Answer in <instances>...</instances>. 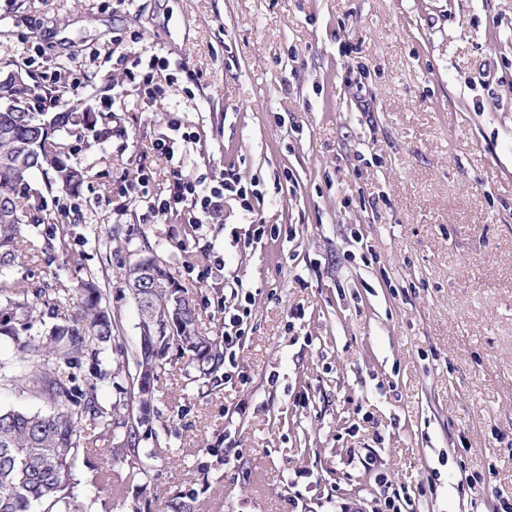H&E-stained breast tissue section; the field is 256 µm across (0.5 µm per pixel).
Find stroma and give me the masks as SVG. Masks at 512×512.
I'll list each match as a JSON object with an SVG mask.
<instances>
[{
	"label": "stroma",
	"mask_w": 512,
	"mask_h": 512,
	"mask_svg": "<svg viewBox=\"0 0 512 512\" xmlns=\"http://www.w3.org/2000/svg\"><path fill=\"white\" fill-rule=\"evenodd\" d=\"M133 30L130 58L184 66L150 105L116 78L112 42ZM57 68L119 130L74 147L78 194L33 179L39 256L11 272L91 270L119 319L125 377L89 351L73 370L115 415L85 430L73 512H377L380 472L432 483L420 512L512 503V0H0V71L37 88ZM172 111L197 134L184 173L256 181L252 213L229 201L198 230L117 193L140 169L162 188L151 144ZM256 224L280 234L249 244ZM147 247L204 334L223 337L234 289L254 303L219 387L176 353L159 370L141 482L111 448L139 341L126 272Z\"/></svg>",
	"instance_id": "1"
}]
</instances>
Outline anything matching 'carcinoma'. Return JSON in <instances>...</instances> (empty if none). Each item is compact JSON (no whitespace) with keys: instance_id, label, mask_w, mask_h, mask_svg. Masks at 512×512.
<instances>
[{"instance_id":"cac0c4a2","label":"carcinoma","mask_w":512,"mask_h":512,"mask_svg":"<svg viewBox=\"0 0 512 512\" xmlns=\"http://www.w3.org/2000/svg\"><path fill=\"white\" fill-rule=\"evenodd\" d=\"M33 90L26 81L0 88V101L10 98L22 112L0 107V336L15 345L9 365L12 378L47 407L30 412L0 408V512H71L66 489L81 451L89 442L83 424L107 425L97 402L96 384L82 390L69 369L89 348L96 351L112 341L117 328L97 276L88 271L73 288L53 277V284L30 288L5 271L31 262L36 255L21 247V226L42 211L40 192L30 179L39 172L48 185L77 192L85 172L69 163L61 134L84 138L91 130L100 139L112 137V115L86 111L77 99L47 115L31 104ZM137 305L139 336L146 349L137 365L157 371L172 352L187 354L207 377L224 363L221 343L202 334L199 314L170 264L146 252L130 267L127 281ZM77 297L75 316L65 323L55 318L60 295ZM45 325L35 330V323ZM141 425L126 426L114 435L112 461L127 463L130 477L145 478L138 466Z\"/></svg>"}]
</instances>
